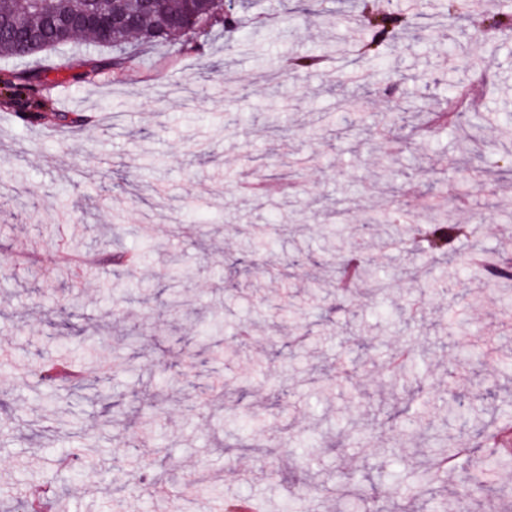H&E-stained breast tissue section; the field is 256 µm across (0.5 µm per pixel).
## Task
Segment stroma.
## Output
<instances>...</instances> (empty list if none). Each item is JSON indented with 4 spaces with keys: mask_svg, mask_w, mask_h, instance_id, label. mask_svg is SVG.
Masks as SVG:
<instances>
[{
    "mask_svg": "<svg viewBox=\"0 0 512 512\" xmlns=\"http://www.w3.org/2000/svg\"><path fill=\"white\" fill-rule=\"evenodd\" d=\"M350 2L248 0L258 26L235 50L216 30L198 35L197 52L178 39L133 43L124 73L92 82L84 73L109 51L0 58V72L42 76L38 121L0 107V504L26 512L58 455L77 448L100 476L67 484L75 512H170L143 492L145 465L176 491L199 476L180 512H214L232 495L272 512L290 499L298 512H361L334 488L404 496L438 435L484 452L469 423L447 417L449 391L487 406L485 429L512 422V374L501 372L512 295L472 265L512 241V42L463 28L445 0H394L419 27L377 64L357 54ZM303 55L318 69L287 75L286 61ZM460 81L476 101L464 131L430 125ZM345 89L361 92L364 111L337 109ZM63 112L90 121L64 128ZM465 131L476 137L466 169ZM434 196L449 223L472 227L444 262L393 247L383 222L399 207L427 223ZM110 237L137 252V273L113 265ZM354 249L388 285L386 323L368 284L337 287V259ZM178 262L198 275L172 281L165 270ZM175 296L222 334L198 344L194 321L170 308ZM452 319L468 335L449 336ZM480 338L492 344L482 360L498 383L492 398L462 361ZM214 345L222 390L190 392L197 370L180 366L181 352L201 362ZM400 350L424 362L418 394L388 378ZM62 356L88 376L49 406L38 367ZM426 408L424 436L401 442L406 419ZM148 412L160 425L143 439ZM315 433L323 446L305 456L300 443ZM488 479L491 491L475 496L466 473L440 474L418 512L437 501L455 512L462 499L471 512H512V467Z\"/></svg>",
    "mask_w": 512,
    "mask_h": 512,
    "instance_id": "obj_1",
    "label": "stroma"
}]
</instances>
